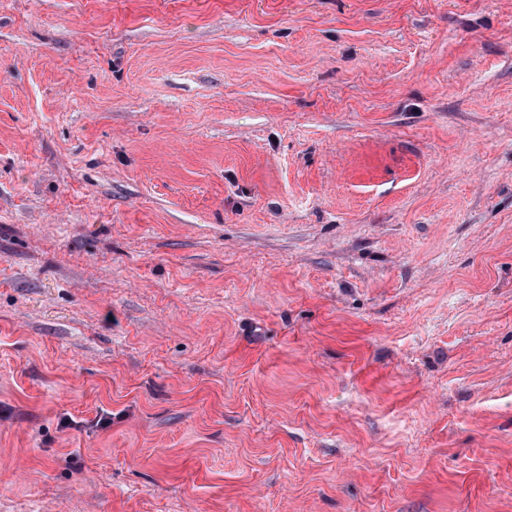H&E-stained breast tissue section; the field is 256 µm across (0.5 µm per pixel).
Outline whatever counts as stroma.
Instances as JSON below:
<instances>
[{"instance_id": "1", "label": "stroma", "mask_w": 512, "mask_h": 512, "mask_svg": "<svg viewBox=\"0 0 512 512\" xmlns=\"http://www.w3.org/2000/svg\"><path fill=\"white\" fill-rule=\"evenodd\" d=\"M0 512H512V0H0Z\"/></svg>"}]
</instances>
